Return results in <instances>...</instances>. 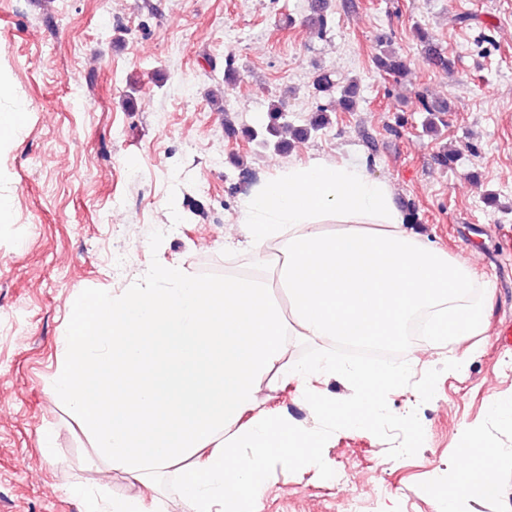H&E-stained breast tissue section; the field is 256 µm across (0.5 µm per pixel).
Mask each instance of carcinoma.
<instances>
[{"mask_svg": "<svg viewBox=\"0 0 512 512\" xmlns=\"http://www.w3.org/2000/svg\"><path fill=\"white\" fill-rule=\"evenodd\" d=\"M322 0H315L311 5V14L308 17V26L317 30L323 35L327 31L328 20L325 15L326 8L318 7ZM420 43L424 46L425 52L434 66L446 72L451 68V61L448 56L436 49L429 34L425 31H418ZM376 68L387 75L400 76L406 70V64L402 56L390 52L374 56ZM316 91L326 95L328 102L317 107L315 116L307 126H295L288 122L286 111L280 102H273L269 105L262 124L258 127L243 128L244 136L249 141H260L261 144L275 152L285 153L290 149V139H306L311 133L318 132L330 124L329 113L336 111V105H341L344 111L351 112L356 106L358 87L355 84H348L341 90H336V82L328 72H321L316 75L313 81ZM419 109L428 114L425 127H435V119L438 114L448 111V105L434 102L425 95L418 96Z\"/></svg>", "mask_w": 512, "mask_h": 512, "instance_id": "carcinoma-1", "label": "carcinoma"}]
</instances>
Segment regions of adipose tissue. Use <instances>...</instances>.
<instances>
[{
	"label": "adipose tissue",
	"instance_id": "ef3b65f1",
	"mask_svg": "<svg viewBox=\"0 0 512 512\" xmlns=\"http://www.w3.org/2000/svg\"><path fill=\"white\" fill-rule=\"evenodd\" d=\"M246 243L263 253L282 243L278 270L290 314L249 277H188L177 265L151 270L115 295L85 297L60 341L64 362L51 389L93 440L97 457L136 481L186 461L176 507L155 497L107 499L73 487L84 512H262L273 460H313L319 434L287 415L255 413L264 377L295 383L301 400L329 426L360 424L384 410L383 396L404 370L285 360L286 339H366L394 344L420 310L435 313L429 346L470 336L482 323L467 265L407 226L393 186L354 156L289 165L263 179L235 217ZM341 376L356 390L336 404L318 387ZM473 454L441 501L499 493L490 473L498 454L470 432Z\"/></svg>",
	"mask_w": 512,
	"mask_h": 512
}]
</instances>
